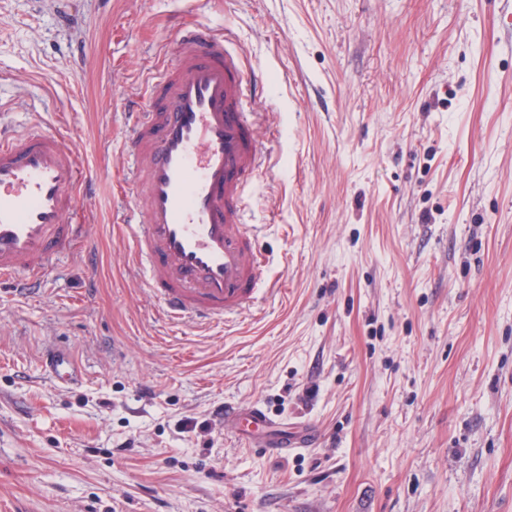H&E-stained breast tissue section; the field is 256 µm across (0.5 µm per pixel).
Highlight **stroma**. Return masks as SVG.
<instances>
[{
    "instance_id": "35a3bbf8",
    "label": "stroma",
    "mask_w": 512,
    "mask_h": 512,
    "mask_svg": "<svg viewBox=\"0 0 512 512\" xmlns=\"http://www.w3.org/2000/svg\"><path fill=\"white\" fill-rule=\"evenodd\" d=\"M189 22L267 158L273 291L208 328L164 321L124 222L126 114ZM1 124L95 176L96 266L0 284V512H512V0H0ZM228 403L314 439L264 455ZM48 376L63 385L76 387L82 382V372L75 364L68 351L64 349L53 350L45 359ZM220 421L230 423L235 433L239 437H248L251 433L250 428H257L268 422V415L266 411L260 406L251 407L246 413H242L237 409L224 410L220 417Z\"/></svg>"
}]
</instances>
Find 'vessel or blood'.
Wrapping results in <instances>:
<instances>
[{
    "label": "vessel or blood",
    "mask_w": 512,
    "mask_h": 512,
    "mask_svg": "<svg viewBox=\"0 0 512 512\" xmlns=\"http://www.w3.org/2000/svg\"><path fill=\"white\" fill-rule=\"evenodd\" d=\"M248 97L237 55L209 26L193 24L131 115L133 261L169 320L217 323L247 315L261 300L268 260L242 209L264 163ZM92 183L57 132L0 128L1 282L26 293L40 288L53 258L80 238L68 217ZM45 367L58 383L82 382L66 350H53ZM222 419L245 437L268 415L254 406L226 410Z\"/></svg>",
    "instance_id": "b4317fda"
}]
</instances>
